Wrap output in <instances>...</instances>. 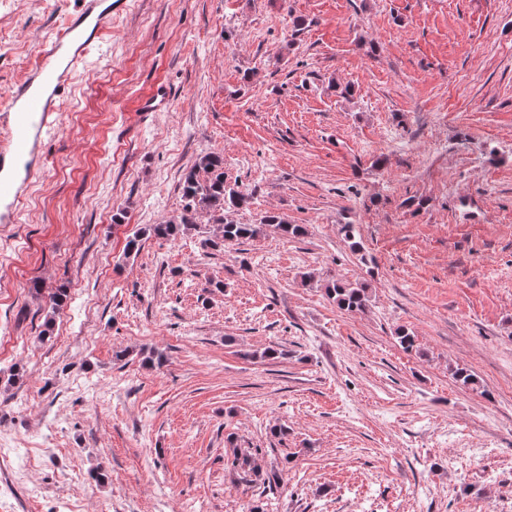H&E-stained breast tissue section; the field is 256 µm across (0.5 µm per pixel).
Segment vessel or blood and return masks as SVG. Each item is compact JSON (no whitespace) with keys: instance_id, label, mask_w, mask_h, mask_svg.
Listing matches in <instances>:
<instances>
[{"instance_id":"1","label":"vessel or blood","mask_w":512,"mask_h":512,"mask_svg":"<svg viewBox=\"0 0 512 512\" xmlns=\"http://www.w3.org/2000/svg\"><path fill=\"white\" fill-rule=\"evenodd\" d=\"M127 0H77L65 25L41 47L28 77L9 95L8 139L0 146V224L18 223L20 204L44 165L47 135L59 124L58 105L74 73L99 51L113 15Z\"/></svg>"}]
</instances>
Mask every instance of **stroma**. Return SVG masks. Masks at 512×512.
<instances>
[{
  "instance_id": "35a3bbf8",
  "label": "stroma",
  "mask_w": 512,
  "mask_h": 512,
  "mask_svg": "<svg viewBox=\"0 0 512 512\" xmlns=\"http://www.w3.org/2000/svg\"><path fill=\"white\" fill-rule=\"evenodd\" d=\"M73 3L0 0V111ZM101 51L0 224V439L34 458H0V512H500L512 0H129ZM159 84L173 106L141 116ZM211 151L254 192L236 222L272 210L307 234L212 255L150 238L125 257L180 215ZM336 277L368 281L365 312L327 297ZM154 350L164 364L144 365ZM235 444L259 449L271 489L225 469Z\"/></svg>"
}]
</instances>
